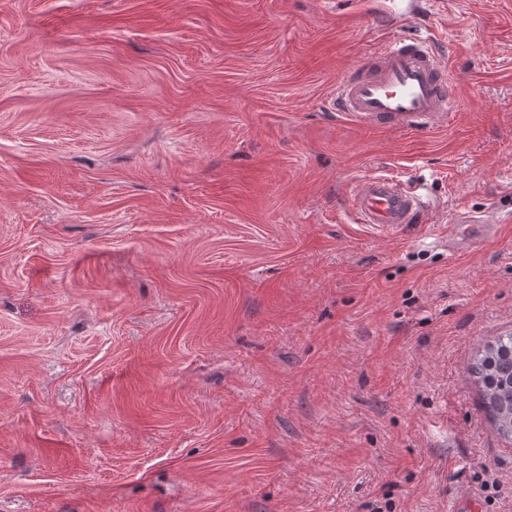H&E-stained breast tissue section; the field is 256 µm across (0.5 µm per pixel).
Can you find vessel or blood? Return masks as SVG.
<instances>
[{
    "label": "vessel or blood",
    "instance_id": "b4317fda",
    "mask_svg": "<svg viewBox=\"0 0 512 512\" xmlns=\"http://www.w3.org/2000/svg\"><path fill=\"white\" fill-rule=\"evenodd\" d=\"M456 102L438 48L422 39L395 37L345 74L336 87L333 107L360 127L418 134L447 123ZM350 211L357 223L393 235L431 221L428 206L411 186L380 177L357 185ZM498 234L494 220L462 213L448 226V250L471 253Z\"/></svg>",
    "mask_w": 512,
    "mask_h": 512
}]
</instances>
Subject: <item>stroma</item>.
I'll use <instances>...</instances> for the list:
<instances>
[{
  "label": "stroma",
  "instance_id": "35a3bbf8",
  "mask_svg": "<svg viewBox=\"0 0 512 512\" xmlns=\"http://www.w3.org/2000/svg\"><path fill=\"white\" fill-rule=\"evenodd\" d=\"M0 0V512H512V0ZM434 36L418 136L331 105ZM432 223H355L364 179ZM463 208L480 252L437 236ZM448 224V251L471 253L481 249L499 234V224L488 217L466 213L457 215ZM470 370L480 384L483 409L495 434L512 441V334L498 336L478 351Z\"/></svg>",
  "mask_w": 512,
  "mask_h": 512
}]
</instances>
